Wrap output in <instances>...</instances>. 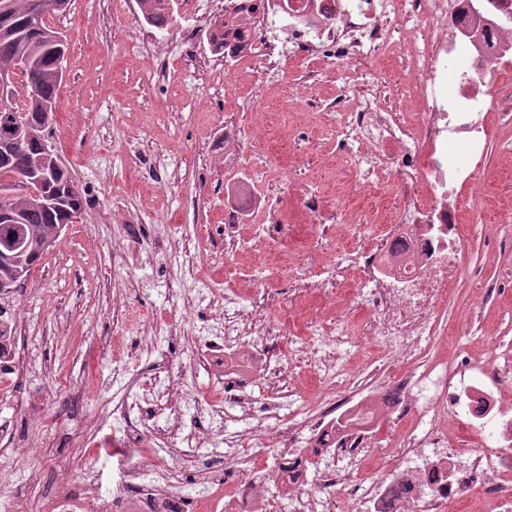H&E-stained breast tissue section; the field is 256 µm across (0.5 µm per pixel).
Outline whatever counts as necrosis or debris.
I'll use <instances>...</instances> for the list:
<instances>
[{"label": "necrosis or debris", "instance_id": "necrosis-or-debris-1", "mask_svg": "<svg viewBox=\"0 0 512 512\" xmlns=\"http://www.w3.org/2000/svg\"><path fill=\"white\" fill-rule=\"evenodd\" d=\"M249 28L281 27L285 37L278 55L292 48L312 54L327 51L353 73L346 91L349 108L341 117L342 140L362 143L358 174L370 179L393 169L403 185L404 207L386 234L398 241L397 254L381 251L362 260L370 287L363 301L374 315L373 329L388 339L401 338L405 356H413L410 337L432 329L436 310L461 273L458 249L463 191H480L485 150L491 136L483 112L512 109L503 88L512 76V0H255ZM287 16L286 25L276 23ZM398 47L399 67L408 82L403 108L386 106L379 77H367L370 63ZM464 141L465 155L448 147ZM160 315L125 323L123 333L150 350L156 372L132 375L124 395L104 396L89 426L106 431L109 453L120 477L103 485L89 462L84 437L73 451L57 458L59 474L47 496L16 502L15 512H271L265 482L287 484L293 512H335L336 492L353 488L351 512H512V401L496 386L506 369L490 365L486 379L460 376L449 384L446 370L411 368L373 392L385 414L418 405L423 388L433 394L424 414L397 450L401 468L355 484L368 446L365 430L337 440L329 422L307 411L301 427L310 429L309 447H294L290 434L256 438V456L275 448L277 461L256 481L243 465L245 437L224 425L225 411L241 419L279 420L283 400L256 404L241 391L230 368L238 349L243 310L216 314L223 335L206 342L202 355L172 364L167 345L185 333L174 312L189 306L186 295L170 298ZM221 374L239 394L216 404L191 400L183 383L188 374ZM468 423L490 431L493 448H460L451 442V425ZM222 448L220 460L201 458L197 448ZM321 467L316 489H308L310 461ZM205 487L202 495L190 494Z\"/></svg>", "mask_w": 512, "mask_h": 512}]
</instances>
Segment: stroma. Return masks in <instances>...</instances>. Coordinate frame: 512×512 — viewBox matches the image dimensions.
<instances>
[{
  "label": "stroma",
  "instance_id": "stroma-1",
  "mask_svg": "<svg viewBox=\"0 0 512 512\" xmlns=\"http://www.w3.org/2000/svg\"><path fill=\"white\" fill-rule=\"evenodd\" d=\"M223 12L224 0H177L172 24L160 30L144 22L136 0H69L49 18L69 43L51 141L86 206L16 295L33 366L0 384V404L55 385L54 453L70 451L100 397L95 373L81 371L87 343L100 349L107 373L132 354L129 340L114 336L116 295L151 315L162 312L166 291L194 295L214 284L261 306L263 334L244 344L241 368L267 358L268 377L249 391L260 403L290 393L292 413L323 396L313 351L323 337L341 340L327 417L404 371L374 335L368 307L330 299L362 284L346 252L354 243L368 255L378 249L386 227L371 223V213L402 202L394 171L380 175L368 201L345 179L359 156L358 143L336 134L348 72L329 54L266 56L271 28L257 34L261 47L250 56L213 55L208 29ZM488 122L485 197L470 204L463 273L435 314L437 332L415 340L423 363L441 362L451 343L480 360L492 343L512 357V248L501 246L512 241V222L497 221L499 200L512 196V183L499 178L512 165V111L489 113ZM306 199L318 205L314 218L302 210ZM130 238L142 266L121 260ZM177 243L204 257L201 277L169 272L167 249ZM415 422L408 414L375 424L359 481L392 464V447ZM56 481L41 459L20 462L13 483L0 488V512L50 494Z\"/></svg>",
  "mask_w": 512,
  "mask_h": 512
}]
</instances>
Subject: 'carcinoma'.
Returning <instances> with one entry per match:
<instances>
[{"label": "carcinoma", "mask_w": 512, "mask_h": 512, "mask_svg": "<svg viewBox=\"0 0 512 512\" xmlns=\"http://www.w3.org/2000/svg\"><path fill=\"white\" fill-rule=\"evenodd\" d=\"M7 2V11L0 16V74L14 72L20 85L10 97L0 99V114L14 112L27 120V128L0 123V141L19 138L10 167H0V174L18 168H34L39 196L16 193L0 198V209L8 208L22 217L19 224L0 222V247L11 241L14 247L0 253V282L24 287L33 268L44 258L43 244H55L62 225L68 223L70 212L84 208L85 197L72 192L75 179L63 161L53 164L46 156L45 145L51 144L57 91L63 80L62 61L67 42L46 22L30 23L33 0H0ZM145 23L156 28L169 25L173 0H137ZM224 17L210 25L208 43L215 55H224ZM10 297L0 295V360L10 353L9 324L3 322ZM366 420L362 414L347 412L336 419V434L356 429Z\"/></svg>", "instance_id": "obj_1"}]
</instances>
